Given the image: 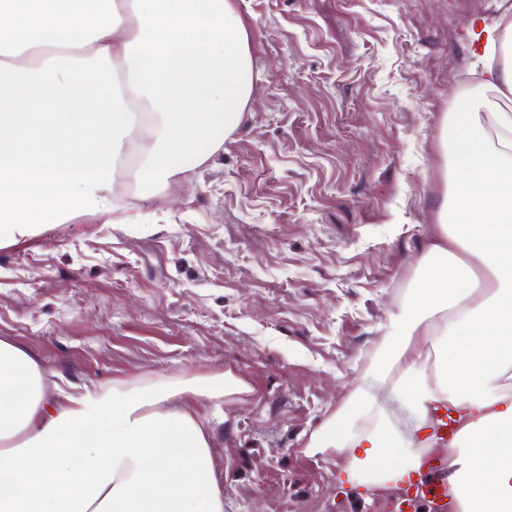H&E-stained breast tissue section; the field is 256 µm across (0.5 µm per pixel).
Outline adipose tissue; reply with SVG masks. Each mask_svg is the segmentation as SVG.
<instances>
[{"label": "adipose tissue", "instance_id": "ef3b65f1", "mask_svg": "<svg viewBox=\"0 0 512 512\" xmlns=\"http://www.w3.org/2000/svg\"><path fill=\"white\" fill-rule=\"evenodd\" d=\"M254 79L236 0H0V248L79 216L111 223L116 172L149 200L201 167ZM442 134L447 191L421 269L305 452L370 502L421 471L419 434L447 408L451 507L512 512V112L469 99ZM45 383L0 339V512H224L203 412L243 391L232 373Z\"/></svg>", "mask_w": 512, "mask_h": 512}]
</instances>
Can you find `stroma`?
Wrapping results in <instances>:
<instances>
[{
  "label": "stroma",
  "mask_w": 512,
  "mask_h": 512,
  "mask_svg": "<svg viewBox=\"0 0 512 512\" xmlns=\"http://www.w3.org/2000/svg\"><path fill=\"white\" fill-rule=\"evenodd\" d=\"M255 71L240 128L133 224L79 217L0 248V339L76 385L229 371L227 512H391L303 451L420 267L441 126L480 91L474 25L512 0H236Z\"/></svg>",
  "instance_id": "obj_1"
}]
</instances>
